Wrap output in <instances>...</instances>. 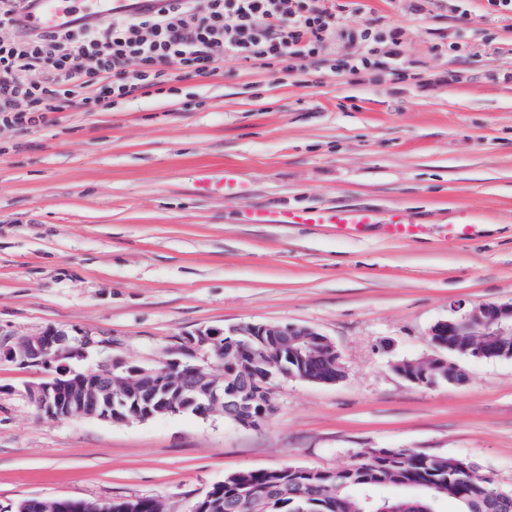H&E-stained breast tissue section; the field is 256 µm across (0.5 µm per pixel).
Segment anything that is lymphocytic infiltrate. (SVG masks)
<instances>
[{
	"label": "lymphocytic infiltrate",
	"mask_w": 512,
	"mask_h": 512,
	"mask_svg": "<svg viewBox=\"0 0 512 512\" xmlns=\"http://www.w3.org/2000/svg\"><path fill=\"white\" fill-rule=\"evenodd\" d=\"M38 0H0V128L29 127L70 108L109 112L129 98L181 93L225 59L284 84L328 53L349 0H164L103 21L78 13L51 32L27 23ZM351 53L326 70L355 75L402 58L398 25L362 22Z\"/></svg>",
	"instance_id": "f902f5d3"
}]
</instances>
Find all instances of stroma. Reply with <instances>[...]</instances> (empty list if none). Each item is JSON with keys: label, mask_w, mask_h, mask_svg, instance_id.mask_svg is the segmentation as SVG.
I'll use <instances>...</instances> for the list:
<instances>
[{"label": "stroma", "mask_w": 512, "mask_h": 512, "mask_svg": "<svg viewBox=\"0 0 512 512\" xmlns=\"http://www.w3.org/2000/svg\"><path fill=\"white\" fill-rule=\"evenodd\" d=\"M404 33L413 79L390 71L281 85L225 60L182 82L177 101L47 113L0 132V347L52 328L153 365L201 329L305 325L345 374L283 379L260 427L216 414L111 423L55 420L29 390L43 367L0 360V507L24 498H153L190 512L228 475L281 466L340 470L358 452L404 448L474 461L512 488V358L458 356L430 340L441 321L512 304V14L485 0H359ZM461 41L460 58L430 53ZM455 82H446L448 73ZM235 171L248 193L199 195L201 169ZM256 210L368 208L354 237L329 224H247ZM402 210L427 233L389 239ZM452 224L473 225L452 237ZM441 357L464 383L418 386L403 359Z\"/></svg>", "instance_id": "1"}]
</instances>
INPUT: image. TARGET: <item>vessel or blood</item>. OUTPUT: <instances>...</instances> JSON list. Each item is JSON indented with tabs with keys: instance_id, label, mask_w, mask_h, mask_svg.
<instances>
[{
	"instance_id": "1",
	"label": "vessel or blood",
	"mask_w": 512,
	"mask_h": 512,
	"mask_svg": "<svg viewBox=\"0 0 512 512\" xmlns=\"http://www.w3.org/2000/svg\"><path fill=\"white\" fill-rule=\"evenodd\" d=\"M126 0H41L39 13L29 18L33 26L47 30L59 28L63 18L78 12H92L102 20L112 14L127 10ZM198 192L207 194L216 190L242 197L246 190L236 173L231 170L213 172L200 170L197 176ZM243 219L248 224H333L343 233H358L368 225L376 223L375 213L357 208H338L333 210L306 211H258L247 209ZM385 233L393 239H416L426 233V227L413 223L405 213L397 211L385 225Z\"/></svg>"
}]
</instances>
